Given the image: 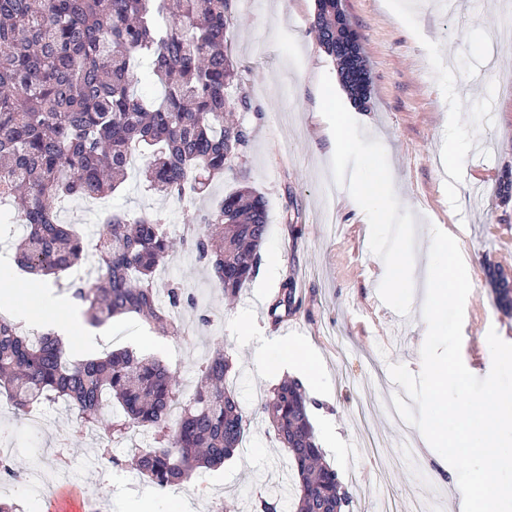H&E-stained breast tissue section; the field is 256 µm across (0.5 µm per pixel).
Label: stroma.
<instances>
[{
    "label": "stroma",
    "instance_id": "1",
    "mask_svg": "<svg viewBox=\"0 0 512 512\" xmlns=\"http://www.w3.org/2000/svg\"><path fill=\"white\" fill-rule=\"evenodd\" d=\"M361 36L371 74V98L357 125L364 152L330 146L334 116L322 93L339 82L337 65L311 30L315 0H233L235 20L224 45L239 74L250 108L237 117L251 141L234 168L202 193L183 200L149 191L139 172L97 205L69 198L58 206L63 223L81 237L96 238L107 213L154 212L170 239L192 232L200 215L236 188L249 186L267 202L269 233L257 275L234 302L212 283L209 270L179 251L157 272L175 283L188 304L178 314L190 332L184 340L155 335L140 321L116 317L112 339L99 354L129 349L159 359L189 395L216 346L234 363L232 385L245 414L255 420L242 450L223 466L197 471L179 487L159 489L129 464L133 446L148 435L110 444L119 459L109 482L83 486L85 500L103 512H168L170 499L200 497L199 512H255L258 497L286 507L295 479L268 422L256 417L262 397L282 378L254 361V347L274 336L306 344L318 358L319 383L308 386L311 422L328 462L353 496L350 512H408L420 500L426 512H448L455 501V471L439 474L432 453L413 454L418 431H406L393 414L399 384L393 364L418 372L423 297L394 299L384 280L385 259L399 244L417 240L422 225L461 227L460 245L470 258L471 292L465 302L462 359L482 376L477 359H488V331L512 343V316L497 310L486 270L501 265L512 275V94L494 91L491 75L512 78V39L488 42L503 0H343ZM465 97L457 118L469 142L454 183L443 177L448 145V98ZM380 154L379 168L364 154ZM365 182L388 179L386 201L368 213L354 209L342 175ZM295 279L299 308L273 323L270 305L282 283ZM47 425L35 430L14 413H0V443L15 450L14 467L51 471L55 452L83 457L99 446L102 432L81 426L65 403L47 407Z\"/></svg>",
    "mask_w": 512,
    "mask_h": 512
}]
</instances>
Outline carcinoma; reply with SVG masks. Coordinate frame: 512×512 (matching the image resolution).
Instances as JSON below:
<instances>
[{
    "label": "carcinoma",
    "mask_w": 512,
    "mask_h": 512,
    "mask_svg": "<svg viewBox=\"0 0 512 512\" xmlns=\"http://www.w3.org/2000/svg\"><path fill=\"white\" fill-rule=\"evenodd\" d=\"M231 0H0V197L12 199L26 225L16 262L31 273L57 275L77 265L88 244L57 218L66 198L112 195L126 181L132 154L145 158L149 188L184 199L233 169L250 132L229 119L249 109L231 98L241 79L224 53ZM312 28L334 58L358 106L370 98L360 35L342 0H316ZM160 84L159 98L140 91V68ZM269 230L264 197L242 187L203 214L182 247L212 271L228 299L255 273ZM101 274L72 288L87 322L136 317L158 336L183 338L175 309L183 292L156 273L173 243L162 218L106 216L93 245ZM497 309L512 315V277L488 271ZM293 281L269 308L272 322L296 304ZM232 359L224 349L206 360L201 379L181 401L172 370L129 350L73 359L50 333L23 334L0 317V383L24 414L59 399L85 424L99 422L109 401L122 409L104 429L109 440L140 431L152 445L134 459L143 476L166 489L242 448L250 424L230 389ZM274 437L291 460L298 490L293 512H344L352 502L327 462L297 380L281 381L260 402Z\"/></svg>",
    "instance_id": "obj_1"
}]
</instances>
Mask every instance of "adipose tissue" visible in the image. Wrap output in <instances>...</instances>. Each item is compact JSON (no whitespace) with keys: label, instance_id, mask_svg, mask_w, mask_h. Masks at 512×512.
<instances>
[{"label":"adipose tissue","instance_id":"ef3b65f1","mask_svg":"<svg viewBox=\"0 0 512 512\" xmlns=\"http://www.w3.org/2000/svg\"><path fill=\"white\" fill-rule=\"evenodd\" d=\"M11 314L27 324H47L63 338L82 334L87 339L107 335V328L87 326L80 309L47 293L39 275H31L25 291L9 304ZM254 355L268 370H292L301 374L308 383H315L317 358L307 348L294 345L287 339L275 337L267 345L255 349Z\"/></svg>","mask_w":512,"mask_h":512}]
</instances>
